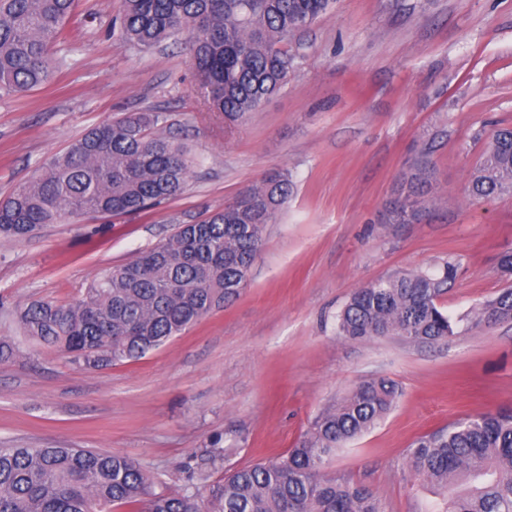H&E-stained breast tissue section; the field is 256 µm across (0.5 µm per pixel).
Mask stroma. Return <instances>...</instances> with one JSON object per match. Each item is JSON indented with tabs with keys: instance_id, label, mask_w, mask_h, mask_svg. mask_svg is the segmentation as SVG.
<instances>
[{
	"instance_id": "obj_1",
	"label": "stroma",
	"mask_w": 512,
	"mask_h": 512,
	"mask_svg": "<svg viewBox=\"0 0 512 512\" xmlns=\"http://www.w3.org/2000/svg\"><path fill=\"white\" fill-rule=\"evenodd\" d=\"M118 0H78L55 44L54 79L0 96V198L27 185L86 131L128 112H161L194 158L178 197L141 214H88L25 239L0 236V304L71 302L112 266L222 210L269 171L294 193L270 225L248 282L140 360L89 369L19 341L0 362V448H90L125 455L157 491L207 494L225 471L305 440L315 418L358 384L389 378L402 395L331 468L378 493L387 512H435L407 470L419 436L486 410H512V324L470 315L512 285V194L467 186L497 127L512 126V0H338L290 38L287 84L242 123L207 111L184 43L148 52L112 33ZM436 193L414 224L387 208L419 156ZM448 341L337 336L351 293L448 257Z\"/></svg>"
}]
</instances>
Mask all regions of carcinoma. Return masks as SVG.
<instances>
[{
	"label": "carcinoma",
	"mask_w": 512,
	"mask_h": 512,
	"mask_svg": "<svg viewBox=\"0 0 512 512\" xmlns=\"http://www.w3.org/2000/svg\"><path fill=\"white\" fill-rule=\"evenodd\" d=\"M337 0H119L122 37L139 49L188 36L204 104L246 119L288 81L285 45ZM75 0H0V92L24 93L51 80V45ZM161 112H135L90 129L19 191L0 200V235L24 238L84 214L144 212L178 196L193 160L163 132ZM285 172L242 190L199 223L108 270L76 302L40 300L18 313L20 335L89 368L135 361L235 299L268 225L292 194ZM434 166L417 160L388 208L391 224L422 219L434 195ZM512 193V127L495 130L469 181L486 200ZM454 258L355 290L336 316L350 340L396 336L435 344L454 335L441 297L455 284ZM472 321L512 322V287L484 302ZM400 396L388 379L366 381L323 411L299 448L235 469L207 497L157 494L133 460L86 448H0V512H385L372 490L330 470L336 451L374 428ZM410 476L442 495L440 512H512V412L463 417L406 449Z\"/></svg>",
	"instance_id": "obj_1"
}]
</instances>
